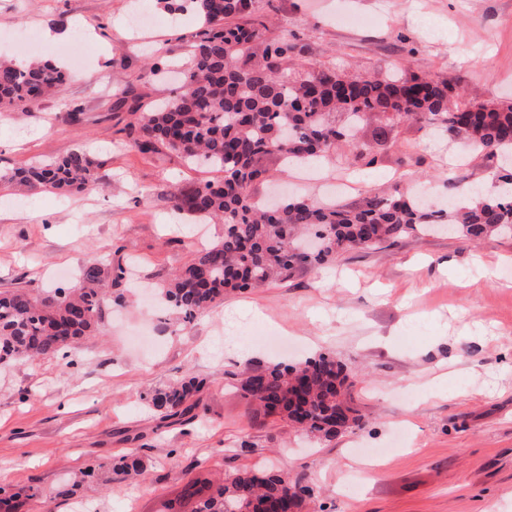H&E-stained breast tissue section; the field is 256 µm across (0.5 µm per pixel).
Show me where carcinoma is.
Here are the masks:
<instances>
[{"label": "carcinoma", "mask_w": 512, "mask_h": 512, "mask_svg": "<svg viewBox=\"0 0 512 512\" xmlns=\"http://www.w3.org/2000/svg\"><path fill=\"white\" fill-rule=\"evenodd\" d=\"M169 11L193 10L200 28L189 70L170 103L140 112L130 125V145L142 154H174L189 166L221 172L203 184L179 188L173 207L201 221L224 224V235L200 249L159 288L163 304L186 322L224 300V294L285 281L296 270L336 259L352 246L376 247L449 227L461 236L512 237V172L502 188L485 196L445 179L448 205L432 209L402 192L372 193L350 207L291 198L265 209L254 188L266 179L269 157L292 155L330 161L349 148L366 167L378 162L375 148L390 145L395 124L412 121L437 129L488 156L512 164V101H462L444 80L351 76L312 72L291 76L294 46L266 36L252 21L259 0H160ZM66 72L50 61L27 64L0 57V111L29 112L57 96ZM374 144L360 139L369 121ZM100 163L81 145L57 160L0 170V189L78 193L96 180ZM112 288V267L85 265L70 288L42 295L27 288L0 292V364L51 358L84 336L100 331L102 307ZM348 376L330 355L299 365H274L248 374L241 388L268 416H280L318 441H331L359 425L357 410L343 398ZM199 383L190 375L148 393V409L160 422L195 406ZM142 471L134 452L121 455L112 472L125 478ZM309 488L275 473H244L216 484L200 475L184 490L198 498V512H268Z\"/></svg>", "instance_id": "cac0c4a2"}]
</instances>
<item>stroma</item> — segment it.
I'll use <instances>...</instances> for the list:
<instances>
[{"instance_id": "obj_1", "label": "stroma", "mask_w": 512, "mask_h": 512, "mask_svg": "<svg viewBox=\"0 0 512 512\" xmlns=\"http://www.w3.org/2000/svg\"><path fill=\"white\" fill-rule=\"evenodd\" d=\"M135 7L155 19L136 34ZM267 15L268 37L296 46L292 70H403L466 100L512 98V0H272ZM198 29L192 11L173 15L156 0H0V52L27 62L13 39L29 31L43 58L70 41L86 58L61 96L0 112V167L82 144L101 163L80 194L0 192V290L69 287L95 260L135 264L139 281L114 284L124 307L105 306L99 335L67 360L0 365V487L19 493V512H166L175 498L195 512L183 485L198 472L272 471L309 486L305 512H512V238L350 248L288 282L227 295L188 324L147 306L142 286L160 287L224 233L176 213L167 194L214 172L128 146L131 101L146 111L178 92L150 66L186 65ZM395 133L397 147L354 175L339 160L304 182L269 161L255 194L317 198L347 177L357 185L339 197L348 206L362 186L390 193L415 181L440 204L450 170L494 190L497 161L466 149L452 168L447 138L409 121ZM229 305L247 311L242 355L224 352ZM321 354L346 366L347 399L363 416L327 443L259 414L240 389L250 371ZM189 374L202 383L199 407L160 422L145 395ZM129 449L144 464L133 482L108 468ZM90 466L96 476L75 497H54Z\"/></svg>"}]
</instances>
